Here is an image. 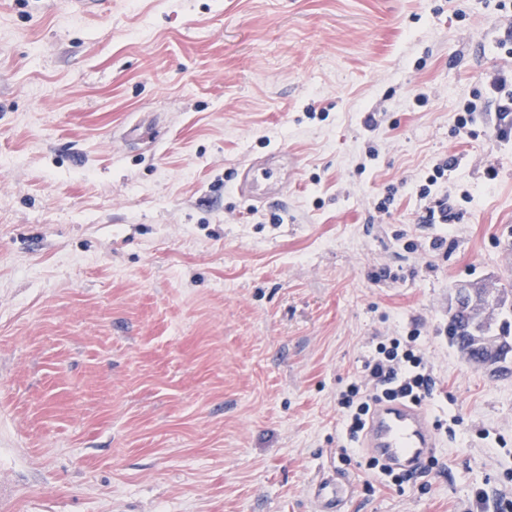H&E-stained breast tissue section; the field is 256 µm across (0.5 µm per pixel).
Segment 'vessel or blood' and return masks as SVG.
I'll return each mask as SVG.
<instances>
[{"mask_svg":"<svg viewBox=\"0 0 512 512\" xmlns=\"http://www.w3.org/2000/svg\"><path fill=\"white\" fill-rule=\"evenodd\" d=\"M362 445L389 467L417 473L433 457L439 438L422 404L394 400L375 405ZM353 491L349 477L331 470L315 484L313 495L322 504L321 512H336Z\"/></svg>","mask_w":512,"mask_h":512,"instance_id":"vessel-or-blood-1","label":"vessel or blood"}]
</instances>
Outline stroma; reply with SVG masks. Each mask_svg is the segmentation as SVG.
<instances>
[{
	"mask_svg": "<svg viewBox=\"0 0 512 512\" xmlns=\"http://www.w3.org/2000/svg\"><path fill=\"white\" fill-rule=\"evenodd\" d=\"M497 2L0 0V512H318L331 466L341 512H496L512 372L470 365L448 308L512 282ZM451 156L456 217L420 223ZM269 157L280 189L247 200ZM414 328L454 433L369 493L336 395ZM337 475V476H336ZM354 492V483L349 477L336 474L328 468V473L313 487V495L323 506L321 512H337V507Z\"/></svg>",
	"mask_w": 512,
	"mask_h": 512,
	"instance_id": "1",
	"label": "stroma"
}]
</instances>
